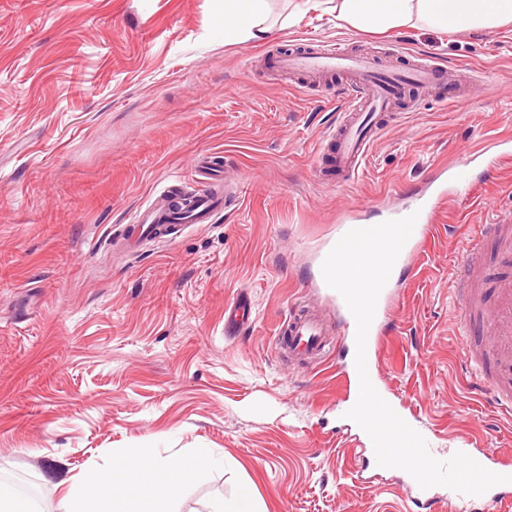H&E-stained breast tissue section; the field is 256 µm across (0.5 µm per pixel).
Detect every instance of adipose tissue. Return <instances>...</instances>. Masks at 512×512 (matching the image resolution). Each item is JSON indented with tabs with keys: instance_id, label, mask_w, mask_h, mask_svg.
<instances>
[{
	"instance_id": "1",
	"label": "adipose tissue",
	"mask_w": 512,
	"mask_h": 512,
	"mask_svg": "<svg viewBox=\"0 0 512 512\" xmlns=\"http://www.w3.org/2000/svg\"><path fill=\"white\" fill-rule=\"evenodd\" d=\"M326 15L361 31L388 33L412 23L444 32L512 23V0H336ZM269 0H224V38L244 43L269 30ZM188 461L141 448H122L109 469H95L70 486L59 512H158L193 478Z\"/></svg>"
}]
</instances>
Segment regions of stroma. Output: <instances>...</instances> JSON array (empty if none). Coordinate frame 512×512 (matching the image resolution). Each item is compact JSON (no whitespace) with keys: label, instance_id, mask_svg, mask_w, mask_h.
Here are the masks:
<instances>
[{"label":"stroma","instance_id":"stroma-1","mask_svg":"<svg viewBox=\"0 0 512 512\" xmlns=\"http://www.w3.org/2000/svg\"><path fill=\"white\" fill-rule=\"evenodd\" d=\"M248 43L224 41V0H0V483L58 512L64 485L116 448H206L163 512H207L250 493L262 512H448L356 452L341 371L347 346L310 368L275 347L291 307L336 313L316 286L346 209L378 222L443 165L512 136V25L376 35L310 10ZM316 39L425 54L482 72L455 106L398 107L359 176L327 164L342 78L311 95L246 59ZM208 158L239 202L214 224L131 251L114 244L162 187ZM512 205V154L471 173L443 206L399 296L379 381L426 427L512 456V417L473 383L458 336L456 268L486 204ZM251 306L224 332V312Z\"/></svg>","mask_w":512,"mask_h":512}]
</instances>
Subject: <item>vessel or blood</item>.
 Segmentation results:
<instances>
[{"instance_id": "b4317fda", "label": "vessel or blood", "mask_w": 512, "mask_h": 512, "mask_svg": "<svg viewBox=\"0 0 512 512\" xmlns=\"http://www.w3.org/2000/svg\"><path fill=\"white\" fill-rule=\"evenodd\" d=\"M271 70L298 75L311 85L324 84L336 74H343L347 83L342 92L341 119L331 135L334 144L330 165L342 181L354 180L365 162L369 150L385 129L386 116L404 100L407 90L432 91L440 103L449 105L465 99L473 79L471 70L451 69L431 57L415 55L406 64L395 65L372 53L357 52L345 45L328 47L311 40L302 49L281 52L267 61ZM198 188L189 196L187 211L171 208L173 193L165 189L135 215L123 240L124 245L135 247L139 241H166L174 230L185 224H212L217 222L227 204V198L218 190L222 178L220 170L209 161L200 160ZM447 190L427 196L415 195L413 206L391 209L389 219L416 215L413 232L403 246L395 265L403 267L427 241L431 225L442 205L447 202ZM492 237L498 246L500 262L512 268V211L498 214L494 223L480 225L476 237L468 243L469 252L480 248L483 237ZM457 325L467 338L470 361L483 366L487 359L496 360L501 368L498 376L499 407L504 414H512V277L491 280L487 272L477 268L470 260L460 262ZM492 284L496 301L485 308L471 290L475 282ZM324 295L340 316L337 335L352 340L356 337V322L342 296L332 288ZM393 299L391 288H383L377 301L375 317L366 342V359L374 361L377 355L382 322L386 319ZM282 330L287 338L282 348L289 355L317 364L330 355L327 331L323 320L313 311L290 310ZM430 453L437 459H449L454 451H466L473 444L472 437L459 436L455 447H442L435 434L425 437ZM476 460L486 469L504 475L505 483L496 485L482 495L470 496L449 491L450 512H485L486 508L512 496V463L503 462L487 453L477 454Z\"/></svg>"}]
</instances>
